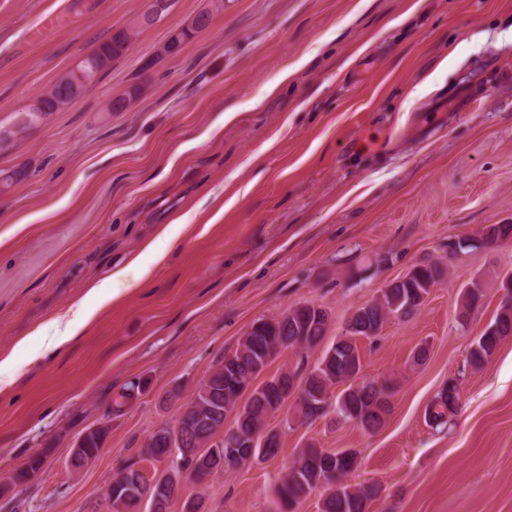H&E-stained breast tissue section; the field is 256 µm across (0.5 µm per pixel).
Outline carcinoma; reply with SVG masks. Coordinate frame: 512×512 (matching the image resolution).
Instances as JSON below:
<instances>
[{
    "label": "carcinoma",
    "mask_w": 512,
    "mask_h": 512,
    "mask_svg": "<svg viewBox=\"0 0 512 512\" xmlns=\"http://www.w3.org/2000/svg\"><path fill=\"white\" fill-rule=\"evenodd\" d=\"M128 42V31L119 29L88 53L87 57L100 61V68L87 67L85 78L96 82L112 61L123 54ZM74 77V71L67 72L37 98L41 112L22 111L19 129H26L42 113L58 112L70 105ZM511 238L512 224H491L484 229L478 243L459 240L451 247V254L480 245L492 246L499 240ZM440 276L438 265H423L392 281L376 300L352 314L345 336L336 340L307 374L295 370L276 373L253 388L242 402L239 387L246 384L248 378L265 374L273 360L289 348L309 350L318 345L329 326L324 308L309 303L289 309L277 319L254 322L238 347L224 354L221 365L200 385L193 400L194 411L180 415L179 431L189 434V438L174 440L163 428L151 436V441L140 452V458L147 462L162 456L170 458L167 486L149 488L142 481L140 469L131 464L115 475L106 494L108 507L112 512H140L147 495L153 512H169L182 479L201 481L223 464L237 467L255 459L277 456L281 438L277 432L265 433V420L294 395L297 396L298 417L304 421L323 417L333 410L339 418L366 431L378 430L389 412L394 386L386 382L380 385L356 383L361 359L354 338L378 335L390 315L409 316L416 312ZM511 333L512 309L506 308L493 328L472 343L471 364L482 365L493 355L501 339ZM336 385L343 386V390L335 397L331 388ZM458 406V387L450 383L426 410L427 421L443 428ZM230 411L235 415V428L224 439V444L218 445V457L223 459V464L196 459V443H203L217 434L218 426L224 423V413ZM103 437L100 432L89 433L86 450L71 460L72 468L80 469L95 460L102 451ZM359 466L358 453L351 449L338 453H329L314 445L300 449L285 478L274 489L276 512H294L295 506L316 490L322 491L321 512H368L379 489L372 484L348 483L347 477Z\"/></svg>",
    "instance_id": "obj_1"
}]
</instances>
